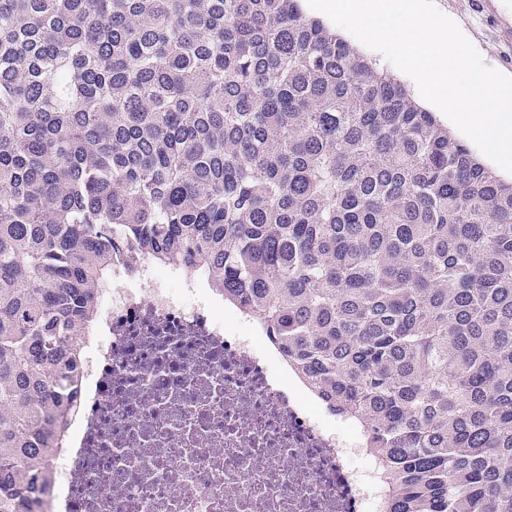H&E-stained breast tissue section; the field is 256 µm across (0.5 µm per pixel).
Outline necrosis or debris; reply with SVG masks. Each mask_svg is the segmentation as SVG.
<instances>
[{"instance_id":"4bbe7bcc","label":"necrosis or debris","mask_w":512,"mask_h":512,"mask_svg":"<svg viewBox=\"0 0 512 512\" xmlns=\"http://www.w3.org/2000/svg\"><path fill=\"white\" fill-rule=\"evenodd\" d=\"M83 376L35 512H379L362 428L315 402L205 278L113 263Z\"/></svg>"}]
</instances>
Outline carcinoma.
Masks as SVG:
<instances>
[{
  "label": "carcinoma",
  "mask_w": 512,
  "mask_h": 512,
  "mask_svg": "<svg viewBox=\"0 0 512 512\" xmlns=\"http://www.w3.org/2000/svg\"><path fill=\"white\" fill-rule=\"evenodd\" d=\"M300 2L0 0V512L141 256L364 426L381 512H512V181Z\"/></svg>",
  "instance_id": "1"
}]
</instances>
